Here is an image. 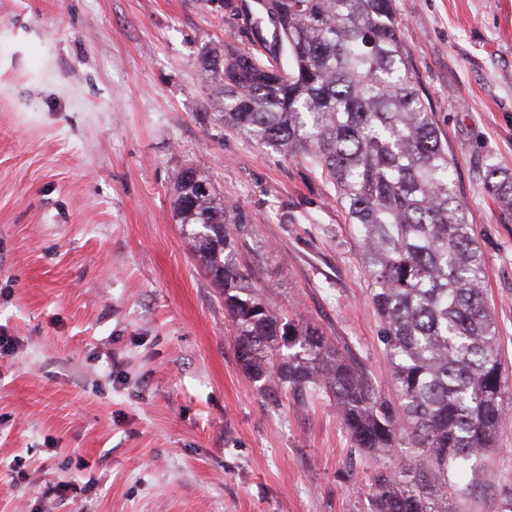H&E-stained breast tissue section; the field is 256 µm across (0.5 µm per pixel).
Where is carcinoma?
I'll return each mask as SVG.
<instances>
[{
  "label": "carcinoma",
  "instance_id": "carcinoma-1",
  "mask_svg": "<svg viewBox=\"0 0 512 512\" xmlns=\"http://www.w3.org/2000/svg\"><path fill=\"white\" fill-rule=\"evenodd\" d=\"M263 51L214 47L200 73L229 130L306 162L332 187L362 242L371 305L397 397L351 349L276 312L236 254L240 217L197 165L174 178V217L224 292L249 377L335 408L353 447L405 458L373 478L370 512H454L450 496L512 413V378L485 292L483 253L401 36L394 0H268ZM512 220V173L485 167Z\"/></svg>",
  "mask_w": 512,
  "mask_h": 512
}]
</instances>
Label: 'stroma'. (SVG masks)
<instances>
[{"instance_id":"35a3bbf8","label":"stroma","mask_w":512,"mask_h":512,"mask_svg":"<svg viewBox=\"0 0 512 512\" xmlns=\"http://www.w3.org/2000/svg\"><path fill=\"white\" fill-rule=\"evenodd\" d=\"M486 261L512 375V0H394ZM255 49L215 0H0V512H368L398 460L327 401L241 369L224 298L173 216L199 164L240 207L271 304L350 347L394 396L361 244L330 188L206 116L203 47ZM457 512L512 486V420ZM484 185L504 218L512 221V173L503 171L495 164H488L485 167Z\"/></svg>"}]
</instances>
